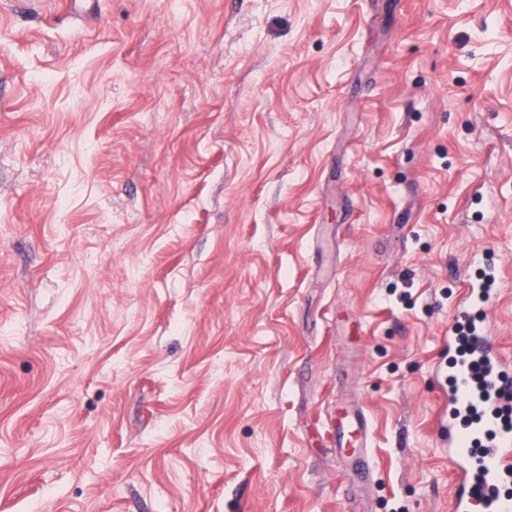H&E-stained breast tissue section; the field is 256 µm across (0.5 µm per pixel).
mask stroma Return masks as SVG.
<instances>
[{
	"mask_svg": "<svg viewBox=\"0 0 512 512\" xmlns=\"http://www.w3.org/2000/svg\"><path fill=\"white\" fill-rule=\"evenodd\" d=\"M489 259L512 0H0V512H449ZM335 437L338 448H351L349 457L355 462L356 483L365 481L371 473V431L364 410L345 408L336 421Z\"/></svg>",
	"mask_w": 512,
	"mask_h": 512,
	"instance_id": "1",
	"label": "stroma"
}]
</instances>
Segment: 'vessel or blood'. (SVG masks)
Masks as SVG:
<instances>
[{
  "instance_id": "1",
  "label": "vessel or blood",
  "mask_w": 512,
  "mask_h": 512,
  "mask_svg": "<svg viewBox=\"0 0 512 512\" xmlns=\"http://www.w3.org/2000/svg\"><path fill=\"white\" fill-rule=\"evenodd\" d=\"M454 324L473 326L469 342L483 365L475 376L469 363L448 371V463L456 476L450 512H512V369L507 368L487 326L476 325L471 308H460ZM336 445L350 451L357 481L370 473L371 431L364 410L344 409Z\"/></svg>"
}]
</instances>
